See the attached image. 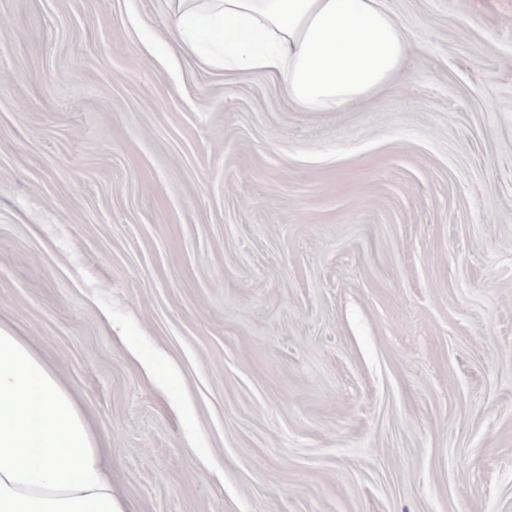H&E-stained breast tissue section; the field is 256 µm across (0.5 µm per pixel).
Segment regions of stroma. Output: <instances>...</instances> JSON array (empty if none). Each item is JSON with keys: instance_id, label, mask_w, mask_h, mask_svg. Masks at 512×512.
Returning <instances> with one entry per match:
<instances>
[{"instance_id": "1", "label": "stroma", "mask_w": 512, "mask_h": 512, "mask_svg": "<svg viewBox=\"0 0 512 512\" xmlns=\"http://www.w3.org/2000/svg\"><path fill=\"white\" fill-rule=\"evenodd\" d=\"M302 112L176 0H0V326L128 512H512V0H383Z\"/></svg>"}]
</instances>
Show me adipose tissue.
I'll list each match as a JSON object with an SVG mask.
<instances>
[{"instance_id": "ef3b65f1", "label": "adipose tissue", "mask_w": 512, "mask_h": 512, "mask_svg": "<svg viewBox=\"0 0 512 512\" xmlns=\"http://www.w3.org/2000/svg\"><path fill=\"white\" fill-rule=\"evenodd\" d=\"M226 70L276 75L303 112H338L382 89L411 50L381 0H178L174 29ZM0 512H126L72 391L0 327Z\"/></svg>"}]
</instances>
